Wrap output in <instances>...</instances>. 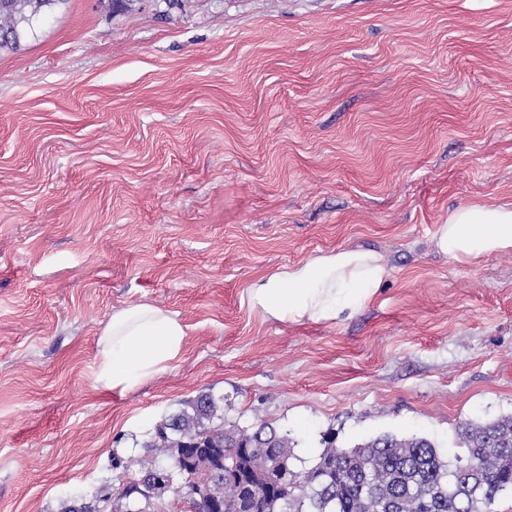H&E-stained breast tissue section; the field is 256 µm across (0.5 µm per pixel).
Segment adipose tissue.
<instances>
[{
  "instance_id": "1",
  "label": "adipose tissue",
  "mask_w": 512,
  "mask_h": 512,
  "mask_svg": "<svg viewBox=\"0 0 512 512\" xmlns=\"http://www.w3.org/2000/svg\"><path fill=\"white\" fill-rule=\"evenodd\" d=\"M433 240L438 251L458 262L510 252L512 205L457 207L438 225ZM389 275L377 252L339 248L256 278L247 298L268 319L328 322L369 305ZM101 342L99 380L105 388L125 390L178 360L186 331L170 312L144 303L113 312Z\"/></svg>"
}]
</instances>
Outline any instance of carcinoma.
Masks as SVG:
<instances>
[{
	"instance_id": "cac0c4a2",
	"label": "carcinoma",
	"mask_w": 512,
	"mask_h": 512,
	"mask_svg": "<svg viewBox=\"0 0 512 512\" xmlns=\"http://www.w3.org/2000/svg\"><path fill=\"white\" fill-rule=\"evenodd\" d=\"M68 0H0V51L14 52ZM461 452L442 458L426 438L380 435L352 449L329 446L309 468H294L297 440L269 423L252 430L224 426V397L201 391L155 425L142 444L138 471L113 495L112 485L65 493L61 512H161L157 498L197 479V462L215 474L207 485L212 512L236 500L240 478L261 467L258 453L280 458L284 480L267 471L268 512H486L487 500L512 492V415L467 421L458 430ZM170 470L171 486L140 495L137 482Z\"/></svg>"
}]
</instances>
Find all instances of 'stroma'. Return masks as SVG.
Wrapping results in <instances>:
<instances>
[{"label": "stroma", "instance_id": "obj_1", "mask_svg": "<svg viewBox=\"0 0 512 512\" xmlns=\"http://www.w3.org/2000/svg\"><path fill=\"white\" fill-rule=\"evenodd\" d=\"M512 204V0H68L0 52V512H58L199 392L299 447L413 435L457 453L512 414V252L438 253L449 211ZM378 251L329 322L259 275ZM185 326L168 368L97 379L113 312ZM389 275L377 252L339 248L256 278L247 298L268 319L328 322L369 305Z\"/></svg>", "mask_w": 512, "mask_h": 512}]
</instances>
